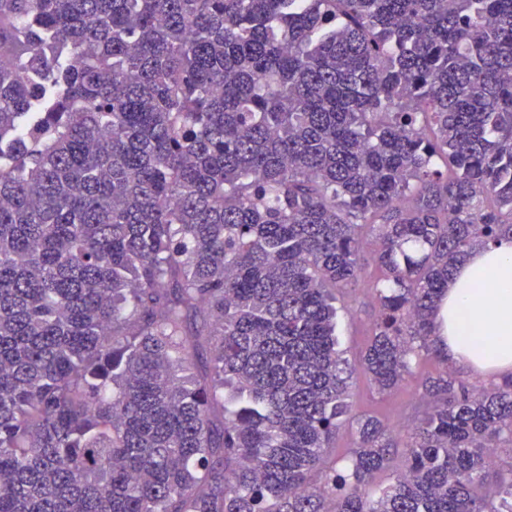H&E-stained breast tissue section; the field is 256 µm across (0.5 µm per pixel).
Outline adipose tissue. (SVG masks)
<instances>
[{
    "label": "adipose tissue",
    "mask_w": 512,
    "mask_h": 512,
    "mask_svg": "<svg viewBox=\"0 0 512 512\" xmlns=\"http://www.w3.org/2000/svg\"><path fill=\"white\" fill-rule=\"evenodd\" d=\"M449 364L498 380L512 375V241L474 250L433 316Z\"/></svg>",
    "instance_id": "adipose-tissue-1"
}]
</instances>
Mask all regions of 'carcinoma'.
I'll return each instance as SVG.
<instances>
[{"label":"carcinoma","mask_w":512,"mask_h":512,"mask_svg":"<svg viewBox=\"0 0 512 512\" xmlns=\"http://www.w3.org/2000/svg\"><path fill=\"white\" fill-rule=\"evenodd\" d=\"M505 237L512 0H0V512H512L431 323ZM351 306V317H340V347L343 358L353 367L360 352L370 339V323L374 318L372 292L359 285L353 292L348 303ZM438 369L437 363L432 358L420 359L413 368L416 378L411 379L390 396L378 394L367 377L360 370H354L347 381L348 401L352 404L354 412L370 413L386 419L403 434L408 417L418 402L419 380L434 374Z\"/></svg>","instance_id":"1"}]
</instances>
